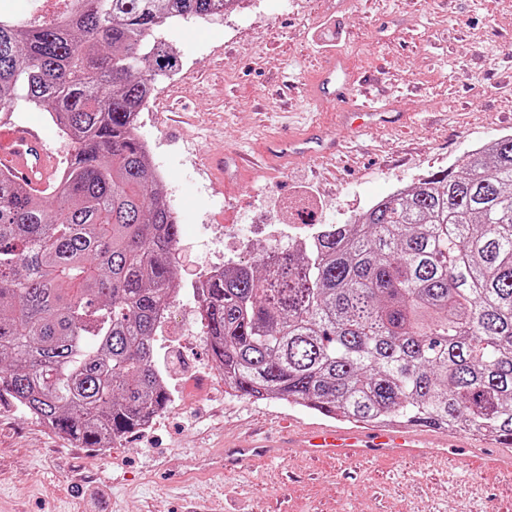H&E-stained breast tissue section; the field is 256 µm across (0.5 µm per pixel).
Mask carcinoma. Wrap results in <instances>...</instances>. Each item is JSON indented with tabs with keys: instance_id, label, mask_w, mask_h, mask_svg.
<instances>
[{
	"instance_id": "1",
	"label": "carcinoma",
	"mask_w": 512,
	"mask_h": 512,
	"mask_svg": "<svg viewBox=\"0 0 512 512\" xmlns=\"http://www.w3.org/2000/svg\"><path fill=\"white\" fill-rule=\"evenodd\" d=\"M65 2L0 12V111L22 95L73 144L56 207L0 170V399L110 448L169 402L155 336L181 224L136 126L178 60L149 37L237 0ZM194 291L239 396L512 445V136Z\"/></svg>"
}]
</instances>
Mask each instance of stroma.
<instances>
[{"label": "stroma", "mask_w": 512, "mask_h": 512, "mask_svg": "<svg viewBox=\"0 0 512 512\" xmlns=\"http://www.w3.org/2000/svg\"><path fill=\"white\" fill-rule=\"evenodd\" d=\"M178 57L141 112L182 232L181 294L156 338L167 409L111 448H80L0 400V512H512V479L462 460L314 459L302 448L241 472L221 448L252 429L347 427L278 399L235 395L211 360L194 286L211 263L254 264L322 224H344L376 200L512 135V0H243L235 11L171 22L156 34ZM371 74L372 93L405 112L403 127L356 134L340 105L311 89L332 56ZM15 122L41 129L65 167L71 153L46 112L25 100ZM331 131L335 160H292L246 181L215 179L210 155H258L275 137Z\"/></svg>", "instance_id": "35a3bbf8"}]
</instances>
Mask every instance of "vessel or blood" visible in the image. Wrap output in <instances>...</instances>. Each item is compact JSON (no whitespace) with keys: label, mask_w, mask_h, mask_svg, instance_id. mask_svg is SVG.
Listing matches in <instances>:
<instances>
[{"label":"vessel or blood","mask_w":512,"mask_h":512,"mask_svg":"<svg viewBox=\"0 0 512 512\" xmlns=\"http://www.w3.org/2000/svg\"><path fill=\"white\" fill-rule=\"evenodd\" d=\"M319 86L332 87L333 98L351 105L346 113L348 122L368 128L381 123H400L403 113L388 112L372 103H358L354 80L347 76L341 64L330 63L322 73ZM335 141L329 134L317 130L287 139L270 141L261 161L239 155L220 153L211 157L209 165L216 176H227L230 171L256 170L259 163H273L292 159L321 157L331 153ZM0 168L9 170L16 182L39 190L46 189L56 170V158L41 133L28 125H19L0 118ZM424 436L416 427L384 426L371 429L319 428L306 438L307 448L314 454L331 459L415 458L444 457L452 450L451 444L431 448L423 443ZM275 444L248 440L225 449L224 466L239 465L274 455Z\"/></svg>","instance_id":"b4317fda"}]
</instances>
